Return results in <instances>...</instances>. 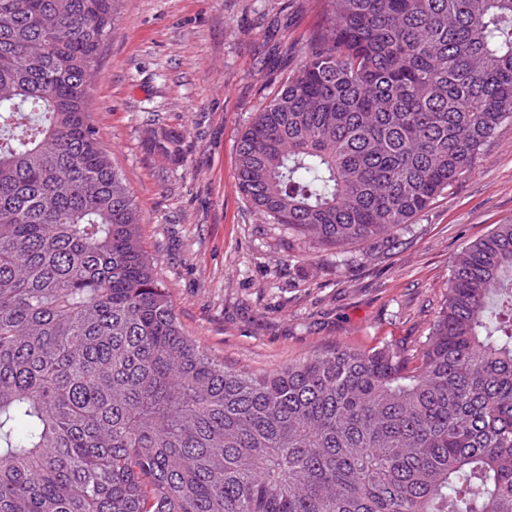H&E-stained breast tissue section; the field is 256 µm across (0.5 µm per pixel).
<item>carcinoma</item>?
<instances>
[{
  "label": "carcinoma",
  "mask_w": 512,
  "mask_h": 512,
  "mask_svg": "<svg viewBox=\"0 0 512 512\" xmlns=\"http://www.w3.org/2000/svg\"><path fill=\"white\" fill-rule=\"evenodd\" d=\"M117 2L0 0V512H512V223L457 255L412 354L224 366L89 120ZM315 2L237 182L342 250L410 223L512 118V0Z\"/></svg>",
  "instance_id": "cac0c4a2"
}]
</instances>
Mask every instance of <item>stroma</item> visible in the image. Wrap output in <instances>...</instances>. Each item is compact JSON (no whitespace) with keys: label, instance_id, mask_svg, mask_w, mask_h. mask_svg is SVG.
<instances>
[{"label":"stroma","instance_id":"stroma-1","mask_svg":"<svg viewBox=\"0 0 512 512\" xmlns=\"http://www.w3.org/2000/svg\"><path fill=\"white\" fill-rule=\"evenodd\" d=\"M321 25L314 0H119L91 86V119L182 327L250 372L336 347H418L462 247L512 223V119L390 239L339 255L252 206L236 186L237 143L287 70L281 45ZM163 130L177 136L169 157L148 147Z\"/></svg>","mask_w":512,"mask_h":512}]
</instances>
